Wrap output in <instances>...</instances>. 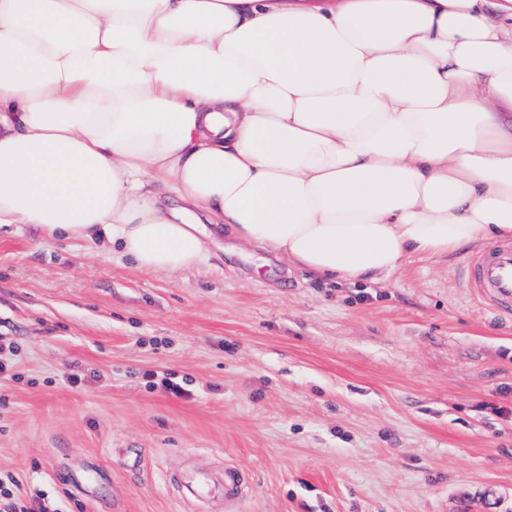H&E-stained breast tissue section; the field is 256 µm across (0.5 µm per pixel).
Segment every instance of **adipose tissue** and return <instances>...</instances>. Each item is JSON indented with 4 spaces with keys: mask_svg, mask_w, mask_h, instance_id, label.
<instances>
[{
    "mask_svg": "<svg viewBox=\"0 0 512 512\" xmlns=\"http://www.w3.org/2000/svg\"><path fill=\"white\" fill-rule=\"evenodd\" d=\"M334 282L512 238V0H0V227Z\"/></svg>",
    "mask_w": 512,
    "mask_h": 512,
    "instance_id": "1",
    "label": "adipose tissue"
}]
</instances>
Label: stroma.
Segmentation results:
<instances>
[{"instance_id": "35a3bbf8", "label": "stroma", "mask_w": 512, "mask_h": 512, "mask_svg": "<svg viewBox=\"0 0 512 512\" xmlns=\"http://www.w3.org/2000/svg\"><path fill=\"white\" fill-rule=\"evenodd\" d=\"M472 254L337 284L229 237L148 273L1 227L0 472L54 512H512V316ZM228 471L236 503L176 484Z\"/></svg>"}]
</instances>
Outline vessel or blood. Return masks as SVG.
<instances>
[{"mask_svg":"<svg viewBox=\"0 0 512 512\" xmlns=\"http://www.w3.org/2000/svg\"><path fill=\"white\" fill-rule=\"evenodd\" d=\"M468 283L494 311L512 313V243L478 252L470 262Z\"/></svg>","mask_w":512,"mask_h":512,"instance_id":"1","label":"vessel or blood"}]
</instances>
